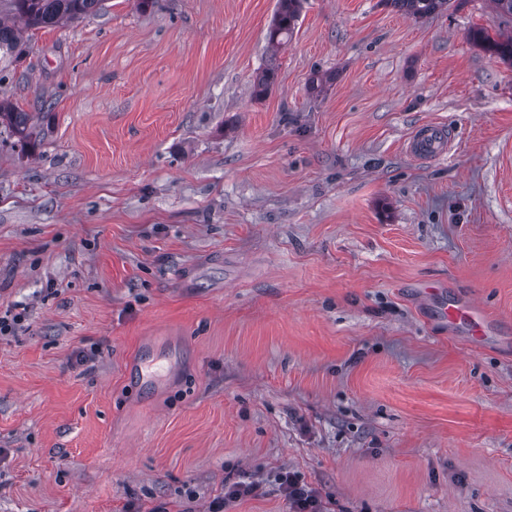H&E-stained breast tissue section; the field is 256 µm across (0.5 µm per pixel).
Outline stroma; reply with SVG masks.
Here are the masks:
<instances>
[{"mask_svg":"<svg viewBox=\"0 0 512 512\" xmlns=\"http://www.w3.org/2000/svg\"><path fill=\"white\" fill-rule=\"evenodd\" d=\"M276 5L102 0L0 64L39 131L0 129V512H289L283 471L329 512H512V66L468 37L512 20L304 0L275 52ZM407 150L423 160L437 158L447 152L445 130L436 125H423L418 128L407 143ZM442 314L451 325H466L474 339L481 340L484 336L486 320L479 307L470 303L451 301L443 307ZM259 486L255 483L234 482L224 484V493L214 497L208 505L207 512H223L224 507L230 501L239 500L243 497L253 495Z\"/></svg>","mask_w":512,"mask_h":512,"instance_id":"obj_1","label":"stroma"}]
</instances>
